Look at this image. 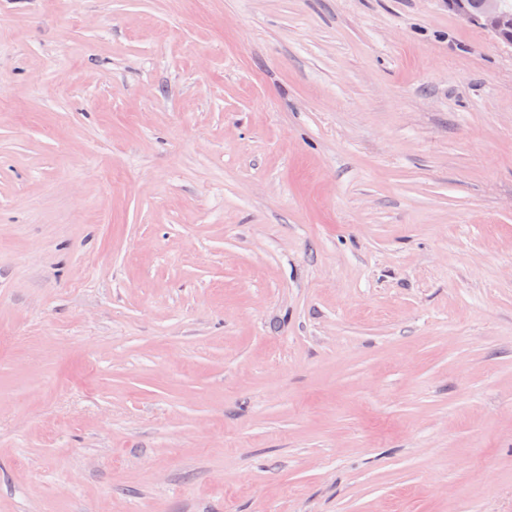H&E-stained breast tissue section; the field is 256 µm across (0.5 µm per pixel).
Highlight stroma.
I'll return each instance as SVG.
<instances>
[{
	"label": "stroma",
	"instance_id": "stroma-1",
	"mask_svg": "<svg viewBox=\"0 0 512 512\" xmlns=\"http://www.w3.org/2000/svg\"><path fill=\"white\" fill-rule=\"evenodd\" d=\"M0 512H512V46L0 0Z\"/></svg>",
	"mask_w": 512,
	"mask_h": 512
}]
</instances>
